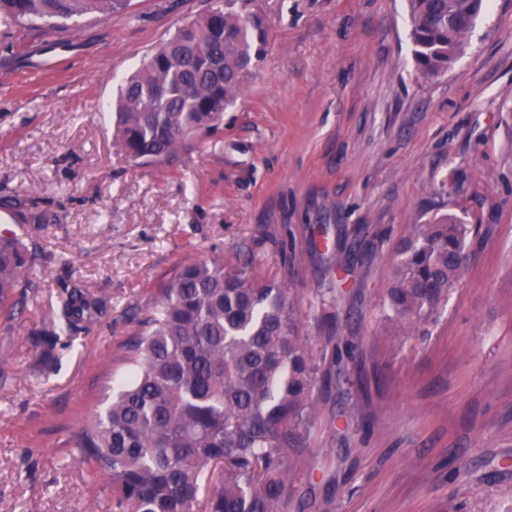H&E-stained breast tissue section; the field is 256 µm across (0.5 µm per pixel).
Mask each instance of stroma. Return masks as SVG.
<instances>
[{"label": "stroma", "instance_id": "35a3bbf8", "mask_svg": "<svg viewBox=\"0 0 512 512\" xmlns=\"http://www.w3.org/2000/svg\"><path fill=\"white\" fill-rule=\"evenodd\" d=\"M208 5L134 0L0 34V231L42 284L0 333V512H110L74 439L128 369L137 312L179 263L216 254L291 288L323 356L317 467L294 469L285 512H512V0H489L430 79L403 0H255L269 46L244 96L172 165L135 164L108 106ZM459 172L460 192L434 195ZM441 214L472 227L463 275L428 335L390 336L397 244ZM72 288L102 302L73 341L47 318Z\"/></svg>", "mask_w": 512, "mask_h": 512}]
</instances>
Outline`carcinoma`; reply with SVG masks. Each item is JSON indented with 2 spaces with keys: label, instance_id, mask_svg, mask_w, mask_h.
I'll use <instances>...</instances> for the list:
<instances>
[{
  "label": "carcinoma",
  "instance_id": "obj_1",
  "mask_svg": "<svg viewBox=\"0 0 512 512\" xmlns=\"http://www.w3.org/2000/svg\"><path fill=\"white\" fill-rule=\"evenodd\" d=\"M485 0H405L418 71L432 78L464 52ZM251 0H210L125 77L112 116L123 153L169 164L218 129L269 44ZM131 0H0V28L106 19ZM467 224H413L383 301L388 330L424 336L459 281ZM39 287L28 247L0 236V318L9 323ZM99 300L78 288L50 321L79 335ZM129 364L112 401L75 445L112 512H284L293 469L310 464L320 359L285 285L255 260L217 255L179 264L135 321Z\"/></svg>",
  "mask_w": 512,
  "mask_h": 512
}]
</instances>
